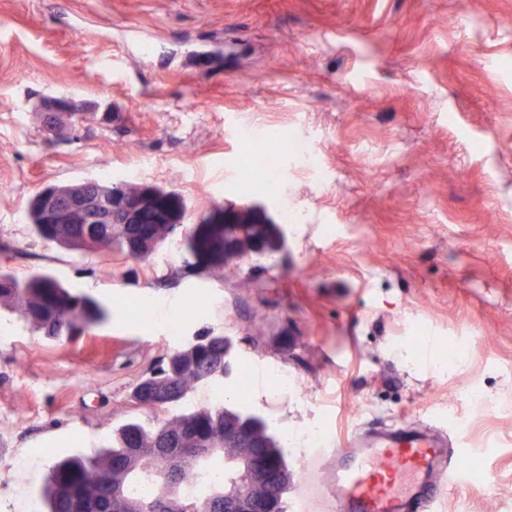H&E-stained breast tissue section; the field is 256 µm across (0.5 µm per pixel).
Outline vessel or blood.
Listing matches in <instances>:
<instances>
[{
  "label": "vessel or blood",
  "mask_w": 512,
  "mask_h": 512,
  "mask_svg": "<svg viewBox=\"0 0 512 512\" xmlns=\"http://www.w3.org/2000/svg\"><path fill=\"white\" fill-rule=\"evenodd\" d=\"M462 457L459 437L430 423L354 432L301 465L305 512H435Z\"/></svg>",
  "instance_id": "1"
}]
</instances>
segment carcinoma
I'll return each mask as SVG.
<instances>
[{"label":"carcinoma","mask_w":512,"mask_h":512,"mask_svg":"<svg viewBox=\"0 0 512 512\" xmlns=\"http://www.w3.org/2000/svg\"><path fill=\"white\" fill-rule=\"evenodd\" d=\"M32 236L47 241L41 227L40 197L29 207ZM76 226L61 224L52 243L70 250H95L147 260L172 234L168 224L157 225V237L129 250L127 230L101 239L75 235ZM265 229L249 225L235 239V256H243L263 239ZM182 240L195 258L196 275L224 266L227 252L224 225L183 224ZM0 309L14 312L49 339L69 338L104 325L112 318L104 302L63 286L48 273L19 278L0 267ZM235 359L225 336H201L173 350L166 361L144 374L133 386L130 402L137 410L162 412L164 417L146 425L131 418L112 431V442L90 454L75 453L57 461L45 479L40 512H219L224 486L232 476L225 458L240 449L224 437L231 426L236 434L254 432L263 437L269 463L289 470L284 440L269 432L266 422L246 410L235 396L233 403L218 402L191 411L175 408L195 386L227 378ZM149 484L151 494L135 488Z\"/></svg>","instance_id":"carcinoma-1"}]
</instances>
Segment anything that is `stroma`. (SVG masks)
<instances>
[{
	"instance_id": "obj_1",
	"label": "stroma",
	"mask_w": 512,
	"mask_h": 512,
	"mask_svg": "<svg viewBox=\"0 0 512 512\" xmlns=\"http://www.w3.org/2000/svg\"><path fill=\"white\" fill-rule=\"evenodd\" d=\"M50 96L87 110L53 141ZM275 134L322 171L288 152L276 194L238 190ZM106 176L267 242L200 277L177 233L146 261L29 235L37 193ZM0 240V267L113 312L73 342L0 313V512H30L54 460L107 442L136 380L208 332L249 374L287 369L288 393L252 382L248 408L289 463L306 432L421 417L478 471L439 512H512V0H0ZM196 296L171 335L161 308Z\"/></svg>"
}]
</instances>
